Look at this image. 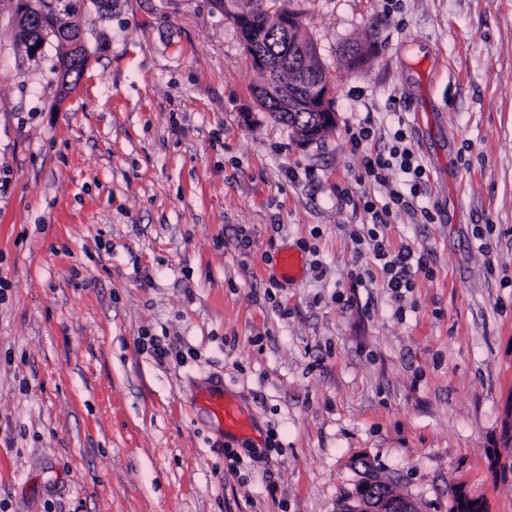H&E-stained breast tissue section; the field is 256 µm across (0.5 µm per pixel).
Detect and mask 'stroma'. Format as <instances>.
<instances>
[{"instance_id":"35a3bbf8","label":"stroma","mask_w":512,"mask_h":512,"mask_svg":"<svg viewBox=\"0 0 512 512\" xmlns=\"http://www.w3.org/2000/svg\"><path fill=\"white\" fill-rule=\"evenodd\" d=\"M61 2L89 53L64 100L65 45L29 54L0 0V512H339L361 457L420 512H512V0H293L336 110L304 147L213 0ZM401 120L436 220L385 234L435 274L396 299L355 287L340 193L380 198L363 156ZM352 44V45H351ZM347 45H350L346 47ZM340 53V61L344 67L350 70L359 69L362 68L375 54L374 47L377 51V46L375 42L373 43H360V42H352L348 43ZM353 46L357 47V49H360L361 47L365 49V51L359 52L352 51L347 54V51L352 48ZM368 46V47H365ZM210 412L220 423H224L226 430H239L243 425V416L236 405L231 401H224V392H208L203 397Z\"/></svg>"}]
</instances>
